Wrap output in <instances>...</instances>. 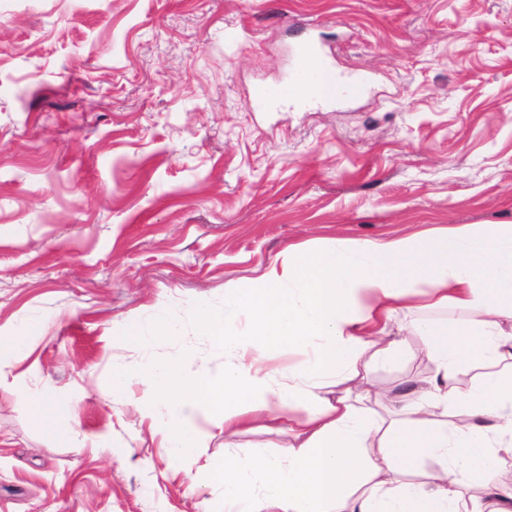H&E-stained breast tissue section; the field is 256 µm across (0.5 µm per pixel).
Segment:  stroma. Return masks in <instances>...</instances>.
Here are the masks:
<instances>
[{"instance_id":"stroma-1","label":"stroma","mask_w":512,"mask_h":512,"mask_svg":"<svg viewBox=\"0 0 512 512\" xmlns=\"http://www.w3.org/2000/svg\"><path fill=\"white\" fill-rule=\"evenodd\" d=\"M321 35L362 97L251 109ZM450 224H512V0H0V512H220L203 472L288 447L212 430L171 457L112 376L224 353L196 307L283 249ZM164 312L180 336L119 334ZM409 356L368 371L396 389ZM69 396L60 443L29 411Z\"/></svg>"}]
</instances>
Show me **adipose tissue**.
<instances>
[{
    "mask_svg": "<svg viewBox=\"0 0 512 512\" xmlns=\"http://www.w3.org/2000/svg\"><path fill=\"white\" fill-rule=\"evenodd\" d=\"M448 305L468 321L419 317ZM404 312L417 316L431 375L398 390L369 385L360 405L325 396L360 363L404 351L387 331ZM196 327L227 355L221 374L187 372L177 357L112 385L142 383L143 418L165 412L162 443L183 459L200 455V417L228 438L261 416L287 425V450L225 469V512H512L500 478L512 459V224L291 246L250 287L227 285L223 308L199 306ZM299 342L311 348L301 366L266 364L270 350ZM479 366L480 379L460 387ZM375 405L384 416L371 418ZM426 458L439 467L420 472Z\"/></svg>",
    "mask_w": 512,
    "mask_h": 512,
    "instance_id": "1",
    "label": "adipose tissue"
}]
</instances>
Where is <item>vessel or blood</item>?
Wrapping results in <instances>:
<instances>
[{
	"instance_id": "obj_1",
	"label": "vessel or blood",
	"mask_w": 512,
	"mask_h": 512,
	"mask_svg": "<svg viewBox=\"0 0 512 512\" xmlns=\"http://www.w3.org/2000/svg\"><path fill=\"white\" fill-rule=\"evenodd\" d=\"M294 52L300 61L299 67L277 83L257 86L252 100L254 108L261 109L274 103L310 107L339 98H354L362 93L366 77L338 81L331 63L313 38L297 44Z\"/></svg>"
}]
</instances>
